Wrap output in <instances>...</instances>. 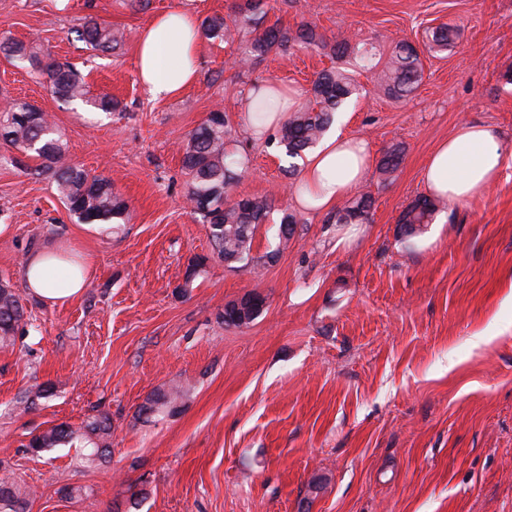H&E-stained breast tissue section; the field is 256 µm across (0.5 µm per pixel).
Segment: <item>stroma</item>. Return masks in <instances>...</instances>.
<instances>
[{
	"mask_svg": "<svg viewBox=\"0 0 512 512\" xmlns=\"http://www.w3.org/2000/svg\"><path fill=\"white\" fill-rule=\"evenodd\" d=\"M238 3L0 0V34L74 64L91 94L121 108L59 100L30 62L1 57L0 104L49 114L69 162L111 178L128 204L118 227L90 228L0 144V279L21 290L26 310L0 345V467L31 488L27 512H128L137 491L138 512H512V156L481 196L437 201L442 223L414 236L398 226L424 193L429 153L462 122L492 126L512 146V0H269L266 25L309 23L327 42L380 53L422 46L441 26L454 32L447 50L423 54L407 97L355 72L344 130L367 143L358 191L371 207L353 224L298 209L300 177L276 130L252 133L246 110L255 83L307 100L336 58L296 47L240 69L238 44L203 37L198 77L178 96L155 100L140 84L137 45L154 16L225 17ZM87 15L120 28L123 43L88 50L73 31ZM217 107L248 158L235 194L273 203L249 263L221 261L188 202L184 147ZM395 144L402 161L380 175ZM286 213L296 225L283 243ZM49 244L86 263L88 286L70 302L23 290V261ZM198 257L204 266L190 272ZM252 291L261 314L226 325L225 305ZM479 334L489 341L477 348ZM47 382L52 396L37 397ZM171 387L183 391L172 412L139 415ZM100 413L112 420L102 461L25 449L33 434Z\"/></svg>",
	"mask_w": 512,
	"mask_h": 512,
	"instance_id": "1",
	"label": "stroma"
}]
</instances>
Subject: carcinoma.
<instances>
[{
	"label": "carcinoma",
	"instance_id": "cac0c4a2",
	"mask_svg": "<svg viewBox=\"0 0 512 512\" xmlns=\"http://www.w3.org/2000/svg\"><path fill=\"white\" fill-rule=\"evenodd\" d=\"M267 0H243L234 18L226 20L214 16L202 23L203 34L225 43L240 42L243 46L239 57L246 65L264 57L273 48L288 49L294 45L329 50L337 58L353 55L360 67L378 70L377 87L389 97L412 94L422 78L423 64L420 54L409 43L395 45L387 59L353 46L346 39L327 43L316 27L305 24L295 33L277 26L261 28L267 15ZM77 36L92 51L114 50L121 39L112 24L93 17H85L76 28ZM453 33L446 28L432 32L424 43L429 52L448 48ZM0 53L6 59L37 60L43 51L30 43L0 37ZM52 93L65 102L88 101L89 90L84 80L67 62L48 59L42 68ZM355 91V81L350 73L340 68L324 70L312 82L308 105L290 115L280 126L278 139L286 154L296 158L316 145L334 119L338 108ZM0 128L9 137L0 143L16 148L28 157L38 160L31 167L24 166L29 174L50 175L60 200L68 211L84 224L119 219L127 212V203L112 188V180L78 168L67 161V144L56 124L38 107L15 101L0 111ZM231 130L224 109L217 107L189 135L184 148L182 165L191 177L189 199L194 211L209 224L213 250L225 263L241 262L252 251L255 230L267 221L272 202L265 197H237L231 193L239 173L237 161L229 150ZM401 148L389 149L378 167L379 173L394 172L400 161ZM370 207L369 196L362 194L346 206L339 221L348 224L362 219ZM434 203L425 196L415 198L401 213L398 223L409 234L419 231L432 220ZM258 304L244 314H237L224 307V323L242 327L253 322L262 312L264 299L256 296ZM25 308L21 295L10 281L0 282V343L10 341L13 333L24 320ZM180 390L159 391L140 406L142 415H155L174 407ZM112 420L105 414L90 417L85 424L74 429L66 423L31 436L27 448L40 453L52 448H64L80 443L85 449V459L91 463L111 453ZM29 493L22 490L12 474L0 473V512H27Z\"/></svg>",
	"mask_w": 512,
	"mask_h": 512
}]
</instances>
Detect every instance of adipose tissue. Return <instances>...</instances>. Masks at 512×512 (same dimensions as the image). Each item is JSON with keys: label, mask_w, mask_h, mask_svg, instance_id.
Segmentation results:
<instances>
[{"label": "adipose tissue", "mask_w": 512, "mask_h": 512, "mask_svg": "<svg viewBox=\"0 0 512 512\" xmlns=\"http://www.w3.org/2000/svg\"><path fill=\"white\" fill-rule=\"evenodd\" d=\"M198 25L181 10L155 16L145 27L137 52V75L154 98H168L197 76ZM512 149L497 130L479 123H462L431 153L421 180L435 198L465 201L483 194L500 174ZM363 140L342 131L326 137L306 159L296 198L300 210L323 213L353 193L368 168ZM24 285L38 299L62 303L82 293L86 274L62 259L54 248L32 252L21 269Z\"/></svg>", "instance_id": "1"}]
</instances>
